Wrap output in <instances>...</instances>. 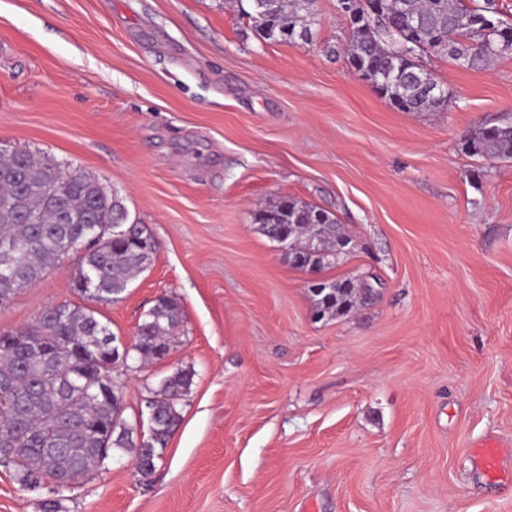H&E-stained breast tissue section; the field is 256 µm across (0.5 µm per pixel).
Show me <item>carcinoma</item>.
<instances>
[{"label": "carcinoma", "mask_w": 512, "mask_h": 512, "mask_svg": "<svg viewBox=\"0 0 512 512\" xmlns=\"http://www.w3.org/2000/svg\"><path fill=\"white\" fill-rule=\"evenodd\" d=\"M315 0H248L244 15L264 40L291 42L290 33L308 42L316 24ZM364 20L350 26L345 62L360 65L362 78L403 112H438L450 96L436 102L424 95L429 83L444 85L424 64L427 56L449 59L460 68L483 69L512 55L502 39L512 24L486 28L498 15L497 0L471 8L463 0H361ZM462 149L484 159L512 157V121L478 127ZM255 223L265 236L288 231V252L304 266L324 270L343 263L333 255L336 238H352L336 216L314 204L283 196L259 210ZM157 241L143 224L130 221L123 200L97 179L63 174L61 165L27 150L0 153V302L36 284L45 272L78 254L73 288L98 303L122 299L131 280L146 271ZM313 293L318 312L331 318L355 312L370 298L367 280L327 279ZM182 311L160 297L138 323L126 359L159 361L177 343ZM116 336L87 305L61 303L43 310L21 330L0 331V448L11 451L0 464L24 490L50 479L56 499L93 475L109 452L133 457L136 472L152 474L181 420L179 401L194 371L178 368L148 389V425L123 418L124 392L117 380L100 391L98 376L112 363Z\"/></svg>", "instance_id": "cac0c4a2"}]
</instances>
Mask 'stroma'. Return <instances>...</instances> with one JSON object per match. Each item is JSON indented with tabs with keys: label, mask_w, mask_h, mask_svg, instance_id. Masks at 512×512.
I'll use <instances>...</instances> for the list:
<instances>
[{
	"label": "stroma",
	"mask_w": 512,
	"mask_h": 512,
	"mask_svg": "<svg viewBox=\"0 0 512 512\" xmlns=\"http://www.w3.org/2000/svg\"><path fill=\"white\" fill-rule=\"evenodd\" d=\"M316 9L312 41L284 44L230 0H0V141L94 176L158 243L101 320L129 341L159 295L182 310L168 357L116 371L125 418L195 372L151 478L110 454L59 512H512V158L461 148L512 114V56L428 58L449 106L403 112L329 55L337 0ZM287 195L346 226L328 275H376L368 306L314 320L254 222ZM76 265L0 305V330L80 303ZM48 497L0 467V512ZM500 446L496 442L486 441L479 445L477 454L484 471L490 480H495L501 474Z\"/></svg>",
	"instance_id": "stroma-1"
}]
</instances>
